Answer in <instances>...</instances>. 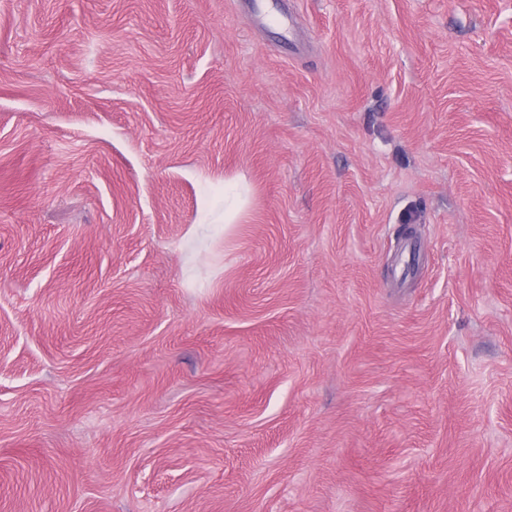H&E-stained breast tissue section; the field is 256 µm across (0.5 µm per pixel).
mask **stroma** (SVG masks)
I'll list each match as a JSON object with an SVG mask.
<instances>
[{
	"instance_id": "35a3bbf8",
	"label": "stroma",
	"mask_w": 512,
	"mask_h": 512,
	"mask_svg": "<svg viewBox=\"0 0 512 512\" xmlns=\"http://www.w3.org/2000/svg\"><path fill=\"white\" fill-rule=\"evenodd\" d=\"M0 512H512V0H0Z\"/></svg>"
}]
</instances>
